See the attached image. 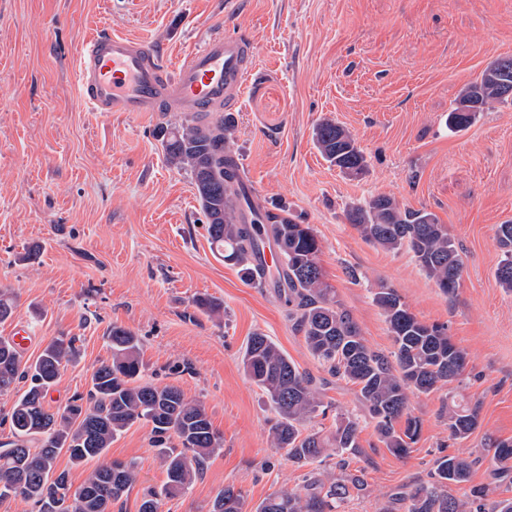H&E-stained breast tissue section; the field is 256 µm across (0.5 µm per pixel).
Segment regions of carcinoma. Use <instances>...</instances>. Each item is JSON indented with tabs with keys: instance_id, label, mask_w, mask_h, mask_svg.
<instances>
[{
	"instance_id": "cac0c4a2",
	"label": "carcinoma",
	"mask_w": 512,
	"mask_h": 512,
	"mask_svg": "<svg viewBox=\"0 0 512 512\" xmlns=\"http://www.w3.org/2000/svg\"><path fill=\"white\" fill-rule=\"evenodd\" d=\"M506 82L512 83V56L489 63L463 89L448 112V126L462 130L477 113L503 103L500 88ZM159 137L166 161L189 171L194 179L213 249L224 262L238 267L244 279L256 281L258 234H270L281 258V269L273 274L275 287L308 350L330 376L357 388L379 442L395 456H407L421 431L420 419L408 413L410 394L429 393L440 382L453 383L467 364V353L453 343L447 326L420 321L393 289L383 288L374 300L388 324L394 350L388 355L374 350L324 282L318 262L321 246L313 229L285 209L262 214L255 206L235 160L230 117L186 118L160 128ZM313 140L325 160L341 172L356 176L366 170L367 158L344 126L323 120L314 127ZM248 212L254 215L250 222ZM346 219L368 243L386 251L407 249L444 296L456 295L462 261L435 214L377 194L350 207ZM496 243L501 259L495 275L501 287L512 292L511 222L498 226ZM109 342L111 359L93 368L87 392L50 411L44 406L46 396L61 370L75 360V339L51 340L36 361L24 367L13 342L0 337V394L20 379L30 380L7 414L11 439L0 443V502L18 499L33 504L37 512H112V504L136 483L134 461L100 464L74 490L68 472H56L55 461L62 453L77 467L99 460L117 435L141 421L151 425L152 447L165 467L166 480L144 493L139 512H159L163 500L186 495L206 461L223 450V437L202 403L188 399L174 385L141 382L137 336L114 325ZM241 364L275 412L270 427L274 447L287 449L288 460L313 470L302 485L282 489L251 510L243 492L227 485L216 494L209 512H341L343 503L364 490L362 476L348 470L349 457L362 454L358 418L340 414L330 435H305L302 424L323 407L314 378L299 371L260 332L248 340ZM479 427L477 405H455L448 414V430L455 440L469 438ZM488 447L500 474L511 473L512 442L491 439ZM333 453L339 473L329 478L322 465ZM471 467L465 458L444 455L436 460L431 480L403 486L390 500L402 502L404 512H512V499L486 507L482 487L472 489L468 500L448 493L449 486L468 481Z\"/></svg>"
}]
</instances>
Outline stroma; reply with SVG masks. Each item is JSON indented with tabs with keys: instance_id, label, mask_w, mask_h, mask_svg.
I'll return each instance as SVG.
<instances>
[{
	"instance_id": "1",
	"label": "stroma",
	"mask_w": 512,
	"mask_h": 512,
	"mask_svg": "<svg viewBox=\"0 0 512 512\" xmlns=\"http://www.w3.org/2000/svg\"><path fill=\"white\" fill-rule=\"evenodd\" d=\"M96 31L146 42L169 71L210 36H248L254 69L229 115L255 199L312 227L324 280L373 349H394L374 301L391 288L418 319L447 325L467 354L460 384L411 395L422 430L407 457L378 441L355 386L326 375L276 288L242 280L213 252L194 182L165 161L157 137L182 113H101L82 102L75 70ZM510 55L512 0H0V290L15 306L0 336L26 326L30 363L50 340L75 337L78 356L49 391V408L87 392L115 325L138 337L144 382L176 385L204 405L224 450L160 512H208L227 485L254 507L303 483L307 467L273 447L275 413L241 367L256 331L324 382L329 408L305 432L330 434L340 413L360 420L365 454L350 466L365 489L343 512H380L448 454L474 462L453 496L483 485L489 501L512 498V476H494L485 446L512 440V292L495 278L496 230L512 222V104L459 132L447 123L461 90ZM325 119L350 131L365 174H343L321 156L312 131ZM377 194L445 224L464 265L455 297L410 253L367 243L349 224L347 210ZM200 297L219 311L199 310ZM455 401L480 407L481 426L464 441L448 431ZM107 457L136 462L138 481L112 512H138L144 489L166 478L149 425L116 437Z\"/></svg>"
}]
</instances>
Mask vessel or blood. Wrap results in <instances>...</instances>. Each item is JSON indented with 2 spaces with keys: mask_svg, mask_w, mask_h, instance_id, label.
Masks as SVG:
<instances>
[{
  "mask_svg": "<svg viewBox=\"0 0 512 512\" xmlns=\"http://www.w3.org/2000/svg\"><path fill=\"white\" fill-rule=\"evenodd\" d=\"M251 67L238 34L211 37L168 72L148 44L104 31L85 38L77 84L96 112H218L241 97Z\"/></svg>",
  "mask_w": 512,
  "mask_h": 512,
  "instance_id": "obj_1",
  "label": "vessel or blood"
}]
</instances>
